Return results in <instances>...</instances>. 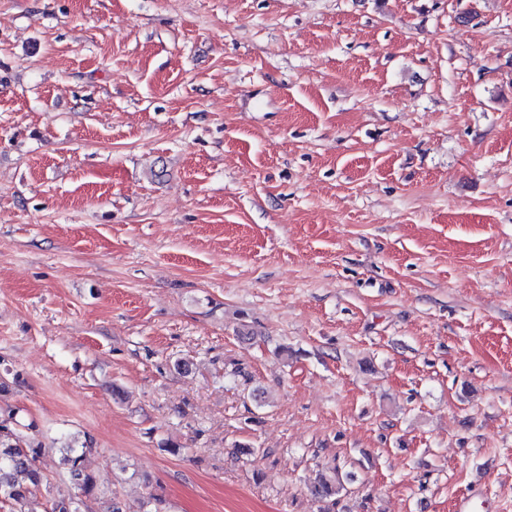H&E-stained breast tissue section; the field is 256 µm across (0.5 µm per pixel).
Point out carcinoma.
Masks as SVG:
<instances>
[{
	"instance_id": "obj_1",
	"label": "carcinoma",
	"mask_w": 512,
	"mask_h": 512,
	"mask_svg": "<svg viewBox=\"0 0 512 512\" xmlns=\"http://www.w3.org/2000/svg\"><path fill=\"white\" fill-rule=\"evenodd\" d=\"M92 451L90 441L74 440L60 447L61 464L80 487L83 497L97 498L98 488L94 476L82 467L83 456ZM42 445L28 441L6 422L0 423V509L23 512L27 500L46 486V479L38 466ZM344 489L338 471L321 472L313 485L319 498H331Z\"/></svg>"
}]
</instances>
